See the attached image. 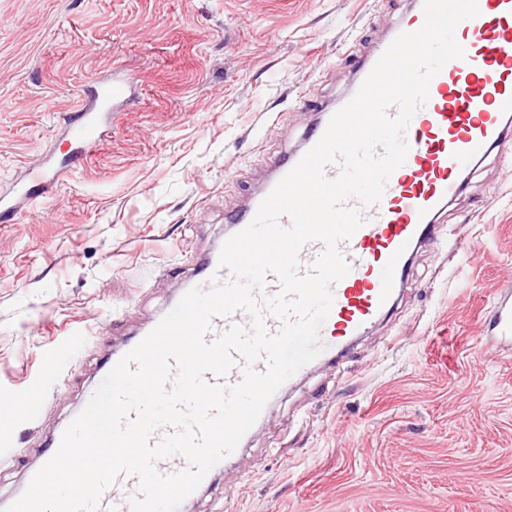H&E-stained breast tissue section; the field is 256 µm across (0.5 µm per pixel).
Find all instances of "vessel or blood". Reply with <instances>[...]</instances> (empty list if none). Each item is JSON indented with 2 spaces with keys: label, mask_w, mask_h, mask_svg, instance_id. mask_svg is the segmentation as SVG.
<instances>
[{
  "label": "vessel or blood",
  "mask_w": 512,
  "mask_h": 512,
  "mask_svg": "<svg viewBox=\"0 0 512 512\" xmlns=\"http://www.w3.org/2000/svg\"><path fill=\"white\" fill-rule=\"evenodd\" d=\"M477 6L478 16L461 21L455 29L464 58L449 61L432 79L428 101L405 131L410 149L404 164L391 174L381 202L361 208L364 223L342 246L350 270L331 287L333 304L319 332L323 351L317 364L340 359L353 338L390 312L413 257L437 241V229L462 194L466 175L492 153L512 146V0H477ZM424 21L422 0H409L394 25L368 51H349L353 88H360L400 33L417 31ZM85 94L91 107L74 113L64 124L69 153L59 160L45 155L12 188L1 190L0 218L16 215L22 203L47 193L64 178L69 163L100 146L115 110L133 96L130 83L116 76L94 82ZM332 116V109L313 102L300 149L273 161L261 188L229 216L232 232L249 225L262 200L320 140ZM229 277L214 251L202 259L189 285L206 288L212 279ZM484 339L512 347L511 292L496 303ZM137 492L136 478L119 476L102 505L131 512L130 499Z\"/></svg>",
  "instance_id": "vessel-or-blood-1"
}]
</instances>
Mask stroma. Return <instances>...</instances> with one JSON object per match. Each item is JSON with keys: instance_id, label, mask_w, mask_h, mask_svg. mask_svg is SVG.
Returning <instances> with one entry per match:
<instances>
[{"instance_id": "stroma-1", "label": "stroma", "mask_w": 512, "mask_h": 512, "mask_svg": "<svg viewBox=\"0 0 512 512\" xmlns=\"http://www.w3.org/2000/svg\"><path fill=\"white\" fill-rule=\"evenodd\" d=\"M397 0H0V187L62 154L60 118L117 75L133 102L50 194L0 223V510L36 446L91 398L107 358L178 295L267 175L308 101ZM468 244L422 249L392 318L272 401L182 512H512V351L478 337L512 291V156L448 212ZM89 345L71 357L75 335ZM46 398L36 421L17 400Z\"/></svg>"}]
</instances>
